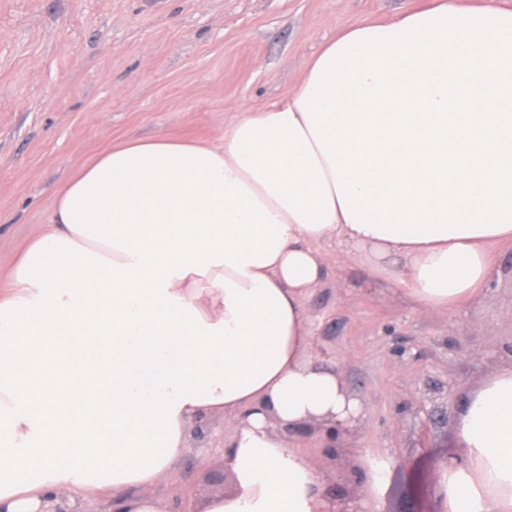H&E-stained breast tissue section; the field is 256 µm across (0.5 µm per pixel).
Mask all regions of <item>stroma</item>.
I'll use <instances>...</instances> for the list:
<instances>
[{
  "label": "stroma",
  "instance_id": "35a3bbf8",
  "mask_svg": "<svg viewBox=\"0 0 512 512\" xmlns=\"http://www.w3.org/2000/svg\"><path fill=\"white\" fill-rule=\"evenodd\" d=\"M428 0H0V287L80 167L110 144L164 135L217 142L233 121L283 98L348 21L387 22ZM329 277L308 298L315 351L340 364L363 404L327 455L317 425L287 432L346 503L378 485L377 512H441L435 464L458 453L455 419L512 365V245L492 253L482 292L422 312L398 284L320 246ZM441 406L446 417L430 423ZM212 418L190 434L158 494L227 490Z\"/></svg>",
  "mask_w": 512,
  "mask_h": 512
}]
</instances>
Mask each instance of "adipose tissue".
<instances>
[{"label":"adipose tissue","mask_w":512,"mask_h":512,"mask_svg":"<svg viewBox=\"0 0 512 512\" xmlns=\"http://www.w3.org/2000/svg\"><path fill=\"white\" fill-rule=\"evenodd\" d=\"M330 241L422 309L479 294L512 243V9L352 21L220 143L126 140L82 166L0 292V512L100 490L111 512H171L144 489L200 417L234 433L231 487L198 512H336L281 434L361 413L308 328ZM455 436L443 512H512V367Z\"/></svg>","instance_id":"1"}]
</instances>
